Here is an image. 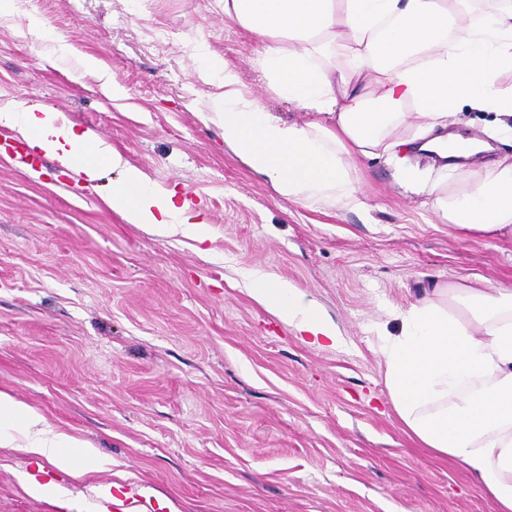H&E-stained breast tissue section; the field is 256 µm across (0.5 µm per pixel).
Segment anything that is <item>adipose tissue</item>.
<instances>
[{
    "mask_svg": "<svg viewBox=\"0 0 512 512\" xmlns=\"http://www.w3.org/2000/svg\"><path fill=\"white\" fill-rule=\"evenodd\" d=\"M471 0H224V17L259 39L257 64L268 87L305 109L298 124L244 96L238 72L209 56L204 79L223 89L211 120L224 143L285 200L362 207L357 163L384 159L408 189L425 194L442 223L464 232L512 226V163L448 178L458 137L450 119L469 107L505 119L512 132V0L480 19ZM27 31L60 58L111 82L99 60L79 53L37 15ZM0 129L23 137L97 190L129 224L204 243L203 221L153 184L89 129L39 101L0 104ZM430 156L435 178L413 157ZM251 297L281 323L331 346L334 321L285 282L246 269ZM398 334L381 335L379 354L395 412L407 433L435 455L460 462L491 498L512 512V289L439 288L396 310ZM0 447L43 458L73 479L108 470L97 448L59 430L45 414L0 390ZM79 456H72V449Z\"/></svg>",
    "mask_w": 512,
    "mask_h": 512,
    "instance_id": "adipose-tissue-1",
    "label": "adipose tissue"
}]
</instances>
